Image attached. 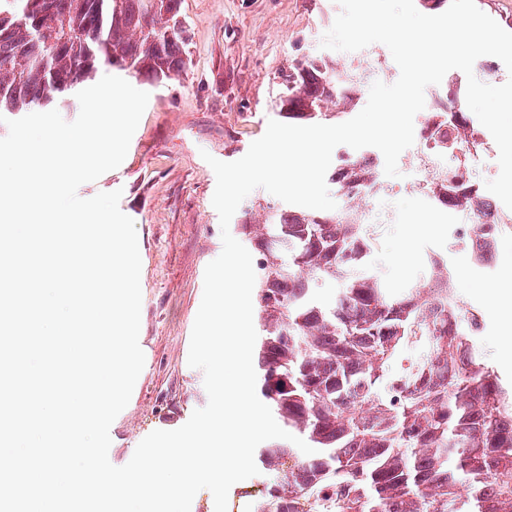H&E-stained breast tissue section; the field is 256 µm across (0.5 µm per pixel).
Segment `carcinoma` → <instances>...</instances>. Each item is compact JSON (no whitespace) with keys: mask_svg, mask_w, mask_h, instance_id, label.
I'll return each instance as SVG.
<instances>
[{"mask_svg":"<svg viewBox=\"0 0 512 512\" xmlns=\"http://www.w3.org/2000/svg\"><path fill=\"white\" fill-rule=\"evenodd\" d=\"M187 45L182 0H0V112L44 107L108 67L172 79ZM361 94L352 69L302 54L274 106L323 123ZM371 177L370 161L343 158L329 175L346 197L339 211L267 205L263 221L248 211L237 225L256 273V389L279 426L315 449H261L280 481L256 512H512V384L485 362L444 262L403 294L370 269L355 201ZM438 196L470 207L456 186ZM472 229L495 244L496 225ZM320 281L343 288L321 303Z\"/></svg>","mask_w":512,"mask_h":512,"instance_id":"1","label":"carcinoma"}]
</instances>
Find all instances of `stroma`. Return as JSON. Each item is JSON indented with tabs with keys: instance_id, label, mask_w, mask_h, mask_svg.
<instances>
[{
	"instance_id": "1",
	"label": "stroma",
	"mask_w": 512,
	"mask_h": 512,
	"mask_svg": "<svg viewBox=\"0 0 512 512\" xmlns=\"http://www.w3.org/2000/svg\"><path fill=\"white\" fill-rule=\"evenodd\" d=\"M190 26L191 63L179 78L160 83L131 78L148 105L122 164L81 185L83 198L121 190V210L136 225L141 257L140 336L144 368L124 412L110 432L109 460L122 466L138 443L168 423L188 421L208 401L201 370L190 367V337L201 304L204 271L222 251L219 216L212 205L216 177L204 154L232 162L274 118L282 71L297 53L321 54V39L340 13L337 0H183ZM391 224L371 225V266L395 290L424 282L430 257L443 258L458 297L478 313V337L491 366L512 381V358L501 345L512 309L496 305L488 285L507 287L512 234L498 237L492 265L452 248V212L405 194L376 200ZM430 227L410 235L408 218ZM406 262H398L400 251Z\"/></svg>"
}]
</instances>
